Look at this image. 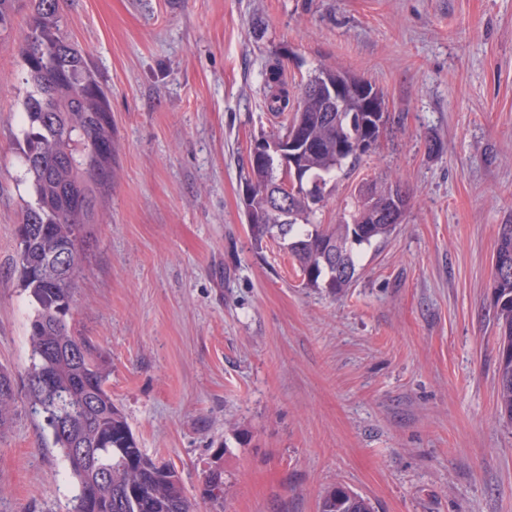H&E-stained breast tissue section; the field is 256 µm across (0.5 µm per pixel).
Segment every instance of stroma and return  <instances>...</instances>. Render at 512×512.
<instances>
[{
  "instance_id": "35a3bbf8",
  "label": "stroma",
  "mask_w": 512,
  "mask_h": 512,
  "mask_svg": "<svg viewBox=\"0 0 512 512\" xmlns=\"http://www.w3.org/2000/svg\"><path fill=\"white\" fill-rule=\"evenodd\" d=\"M64 33L110 91L115 179L69 320L108 354L140 448L199 512H318L341 483L376 512H512V424L496 405L492 258L512 221V0H67ZM291 96L324 66L370 81L388 120L315 220L360 182L410 194L361 247L349 288H307L255 247L242 162L276 133L264 72ZM25 72L0 40V512H65L72 482L28 411L16 231L29 186L15 136ZM15 379L11 371L0 366V432L9 427L15 412ZM204 496L213 512L224 511V476L223 471L218 468L212 469L206 476L204 484Z\"/></svg>"
}]
</instances>
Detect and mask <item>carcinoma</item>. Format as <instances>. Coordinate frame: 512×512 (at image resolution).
Instances as JSON below:
<instances>
[{
  "label": "carcinoma",
  "mask_w": 512,
  "mask_h": 512,
  "mask_svg": "<svg viewBox=\"0 0 512 512\" xmlns=\"http://www.w3.org/2000/svg\"><path fill=\"white\" fill-rule=\"evenodd\" d=\"M66 0H0V36L14 29L16 16L26 13V29L17 53L30 90L23 101L22 138L18 157L31 188L24 203L16 253L24 290L34 305L28 327L31 347L27 370L28 404L49 432L63 458L74 494L67 512H194L178 472L149 457L140 448L123 411L112 402L106 384L111 375L108 355L92 340L77 336L68 322L78 288L83 258L94 242L93 226L101 223L102 204L112 195L115 176L110 97L78 45L61 31ZM347 83L362 78L333 67L321 68L302 88L292 117L284 116L290 99L277 59L265 66L268 111L283 117L276 136H288L299 111L312 121L307 142L295 148V170H281L277 162L258 166L247 156L245 187L252 196L244 214L267 210L277 193L298 177L300 191L312 201L273 223L250 224L255 244L271 239L297 262L305 285L324 286L334 295L351 283L358 250L381 241L395 228L378 219V212L351 195L335 224H316L313 217L325 198L327 185L344 169L354 170L364 153V139L377 133V122L362 112V102L348 89L345 105L313 90V81ZM334 120L326 121L327 114ZM30 224L46 225L43 234L28 231ZM342 253L347 272L329 259L328 246ZM70 248L75 261L58 264L59 250ZM493 260L508 264L493 273V302L498 336L497 405L512 423V233L498 232ZM15 379L0 366V431L9 427L15 412ZM88 456L75 460L81 450ZM204 499L211 512H224L223 471L206 476ZM318 512H373L371 503L338 484L320 498Z\"/></svg>",
  "instance_id": "obj_1"
}]
</instances>
